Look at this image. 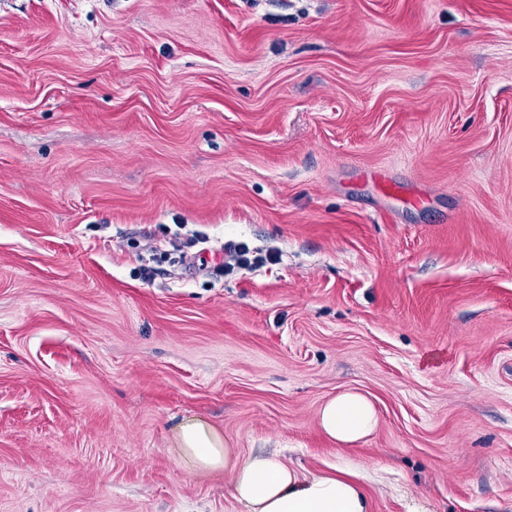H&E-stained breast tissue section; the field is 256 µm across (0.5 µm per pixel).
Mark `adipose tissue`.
I'll list each match as a JSON object with an SVG mask.
<instances>
[{"mask_svg":"<svg viewBox=\"0 0 512 512\" xmlns=\"http://www.w3.org/2000/svg\"><path fill=\"white\" fill-rule=\"evenodd\" d=\"M378 424L373 402L356 390L329 399L318 413L320 430L344 446L371 435ZM174 442L192 472L228 476L230 493L245 512H368L355 470L309 474L273 455H246L220 429L195 417L179 424Z\"/></svg>","mask_w":512,"mask_h":512,"instance_id":"ef3b65f1","label":"adipose tissue"}]
</instances>
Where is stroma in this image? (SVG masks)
I'll return each instance as SVG.
<instances>
[{
	"label": "stroma",
	"mask_w": 512,
	"mask_h": 512,
	"mask_svg": "<svg viewBox=\"0 0 512 512\" xmlns=\"http://www.w3.org/2000/svg\"><path fill=\"white\" fill-rule=\"evenodd\" d=\"M178 224L281 258L143 280ZM186 417L512 512V0H0V512H241ZM379 424L373 402L357 390H347L326 401L318 413L320 430L339 445H350L371 435Z\"/></svg>",
	"instance_id": "1"
}]
</instances>
